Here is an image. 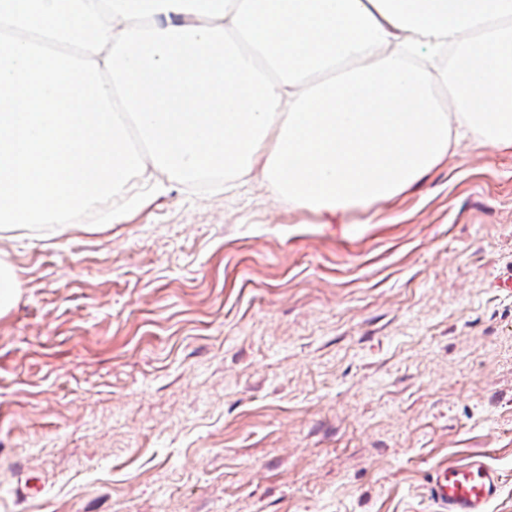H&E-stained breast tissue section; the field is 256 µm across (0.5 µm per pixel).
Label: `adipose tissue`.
Listing matches in <instances>:
<instances>
[{
	"mask_svg": "<svg viewBox=\"0 0 512 512\" xmlns=\"http://www.w3.org/2000/svg\"><path fill=\"white\" fill-rule=\"evenodd\" d=\"M4 30L1 224L124 196L119 113L154 171L257 173L318 214L398 196L456 138L512 148V0H0Z\"/></svg>",
	"mask_w": 512,
	"mask_h": 512,
	"instance_id": "obj_1",
	"label": "adipose tissue"
}]
</instances>
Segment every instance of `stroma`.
<instances>
[{"instance_id":"obj_1","label":"stroma","mask_w":512,"mask_h":512,"mask_svg":"<svg viewBox=\"0 0 512 512\" xmlns=\"http://www.w3.org/2000/svg\"><path fill=\"white\" fill-rule=\"evenodd\" d=\"M0 230V512H432L489 456L512 512V150L370 213L139 172ZM20 295V281L14 268L0 263V316L9 313Z\"/></svg>"}]
</instances>
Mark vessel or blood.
<instances>
[{
	"instance_id": "b4317fda",
	"label": "vessel or blood",
	"mask_w": 512,
	"mask_h": 512,
	"mask_svg": "<svg viewBox=\"0 0 512 512\" xmlns=\"http://www.w3.org/2000/svg\"><path fill=\"white\" fill-rule=\"evenodd\" d=\"M425 493L435 512H491L501 498L502 484L487 455L476 454L460 464L438 467Z\"/></svg>"
}]
</instances>
